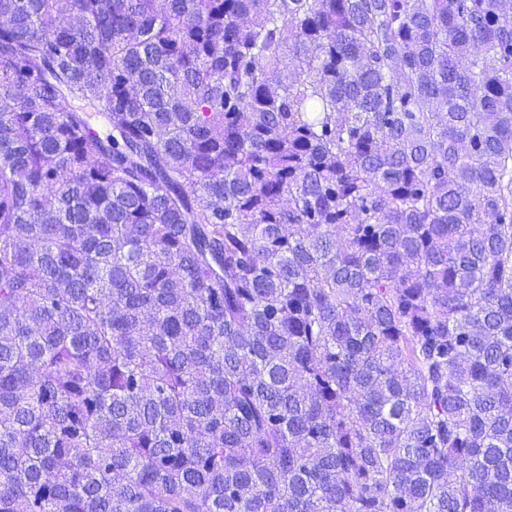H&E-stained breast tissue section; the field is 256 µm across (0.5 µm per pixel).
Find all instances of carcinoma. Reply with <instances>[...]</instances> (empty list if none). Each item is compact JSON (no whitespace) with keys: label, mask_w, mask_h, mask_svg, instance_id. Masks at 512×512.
<instances>
[{"label":"carcinoma","mask_w":512,"mask_h":512,"mask_svg":"<svg viewBox=\"0 0 512 512\" xmlns=\"http://www.w3.org/2000/svg\"><path fill=\"white\" fill-rule=\"evenodd\" d=\"M0 18V512H512V0Z\"/></svg>","instance_id":"carcinoma-1"}]
</instances>
